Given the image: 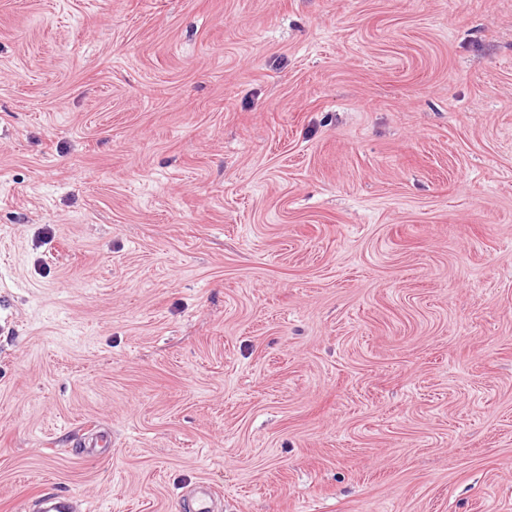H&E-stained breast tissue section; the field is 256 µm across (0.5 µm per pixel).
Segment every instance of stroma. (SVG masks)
Instances as JSON below:
<instances>
[{
	"mask_svg": "<svg viewBox=\"0 0 512 512\" xmlns=\"http://www.w3.org/2000/svg\"><path fill=\"white\" fill-rule=\"evenodd\" d=\"M202 482L512 512V0H0V512Z\"/></svg>",
	"mask_w": 512,
	"mask_h": 512,
	"instance_id": "1",
	"label": "stroma"
}]
</instances>
